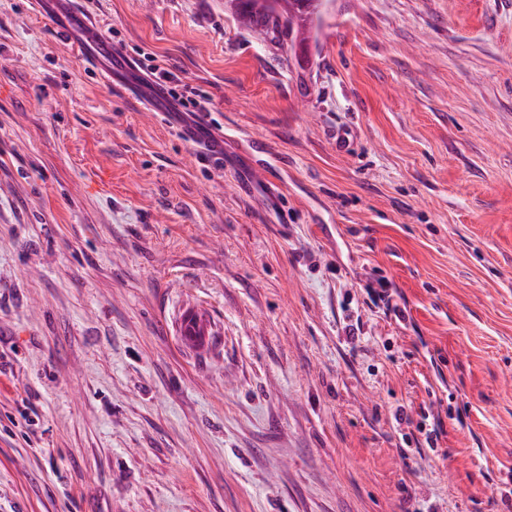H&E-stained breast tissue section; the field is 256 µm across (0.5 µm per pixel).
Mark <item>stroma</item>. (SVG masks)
<instances>
[{
    "instance_id": "stroma-1",
    "label": "stroma",
    "mask_w": 512,
    "mask_h": 512,
    "mask_svg": "<svg viewBox=\"0 0 512 512\" xmlns=\"http://www.w3.org/2000/svg\"><path fill=\"white\" fill-rule=\"evenodd\" d=\"M82 2L120 84L0 0V512H512V0ZM236 19L241 26L251 31L261 40H288V47L295 50L309 47L314 42L325 6L329 0H283L280 9L273 11L272 0H228ZM257 4H259L258 9ZM252 21L250 22V18ZM271 23V26H270Z\"/></svg>"
}]
</instances>
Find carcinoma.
<instances>
[{"mask_svg": "<svg viewBox=\"0 0 512 512\" xmlns=\"http://www.w3.org/2000/svg\"><path fill=\"white\" fill-rule=\"evenodd\" d=\"M329 0H283L276 13L258 9V0H227L241 26L272 41L288 40L289 48L309 47L316 39L322 12Z\"/></svg>", "mask_w": 512, "mask_h": 512, "instance_id": "obj_1", "label": "carcinoma"}]
</instances>
